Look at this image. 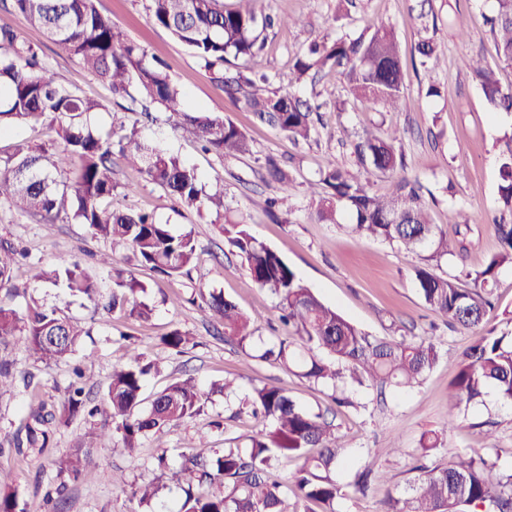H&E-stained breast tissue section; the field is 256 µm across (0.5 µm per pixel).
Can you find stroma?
<instances>
[{
  "label": "stroma",
  "mask_w": 512,
  "mask_h": 512,
  "mask_svg": "<svg viewBox=\"0 0 512 512\" xmlns=\"http://www.w3.org/2000/svg\"><path fill=\"white\" fill-rule=\"evenodd\" d=\"M420 2L354 0L342 5L338 0H257V10L279 19L264 33L258 69L268 75L271 89L296 91L323 104L314 118V139L297 144L239 111L192 51L150 20L148 0H97L99 12L111 18L127 38L166 64L192 106L221 113L234 122L251 140L253 152L238 157L204 152L192 133L165 117L142 127V136L193 167L207 192H223L226 205L244 213L252 235L277 251L318 297L347 320L373 336L435 338L440 359L420 384L402 392L390 388L380 395L347 387L352 404L340 408L333 387L311 383L285 364L242 351L225 337L223 327L210 323L201 290H221L243 312L254 315L251 327L256 335L286 341L290 335L279 321L275 298L252 281L244 261L225 243L213 214L176 203L161 187L115 159L113 207L154 213L175 232L192 234L198 259L189 275L176 279L125 259L123 268L147 285L145 300L153 313L146 321L110 313L104 305L112 292V271L99 262L107 249L105 241L73 220L44 224L0 203V240H9L29 254L26 265L16 271L19 293L9 298V305L21 312L35 299L56 306L85 330L76 357L57 362L45 363L21 348L0 345V361L9 362L16 377L11 388L0 391V487L17 489L25 512H53L47 494L58 485L57 461L78 447L88 428L84 420L76 419L57 429L48 448L16 449L13 441L25 433L32 397L49 403L63 400L72 366L78 362L91 398L99 399L131 344L145 360L159 363L158 370L145 378V399L176 380L192 377L209 392L210 400L199 415L143 439L135 456L94 449L91 476L67 483L64 512H136L132 491L147 482L160 487L151 505L153 512H178L184 494L173 474L183 455L208 458L225 448L245 446L262 426L247 401L254 387L266 383L285 388L301 407L322 413L336 426L343 437L345 460L336 475L339 483L352 486L365 466H372L367 492L338 500L337 512H381L386 489L404 487L412 478L420 460V436L429 430L446 433L443 448L431 455V462L475 449L497 460L501 470L512 469V405L491 401L470 409L456 428L448 426V386L472 337L448 326L419 296L414 282L418 257L388 242L359 237L348 225L319 224L309 216L310 185L318 170L331 162L357 172L352 147L356 133L366 128H397L402 133L405 176L422 184L434 224L458 241V255L442 262L440 275L480 270L498 251L492 222L498 209V155L500 138L512 127V115L491 113L472 73L462 64L467 57L481 55L498 71L502 85L512 86V67L499 61L494 42L481 24L493 0H432L437 16L434 37L444 48L443 61L435 69L421 67L415 51L420 39ZM288 16L297 18V25H285ZM457 18L469 25L466 38L457 34L453 24ZM2 23L38 47L62 83L106 104V112L91 120L97 129L108 131L116 117L133 125L135 112L121 109L105 84L27 27L20 16L0 13ZM383 25L394 28L406 60L407 93L412 101L408 111L389 112L354 102L343 76L333 72L312 82H296L293 64L310 41L355 37ZM431 87L437 88V95H428ZM268 156L279 160L294 187L292 211L277 221L263 205L265 198L277 192L276 182L264 168ZM453 209L466 212L469 224L449 223ZM71 260L79 261L96 282V300L71 296L65 285L36 279L39 269ZM176 328L192 335L180 353L162 342ZM28 378L33 381L29 387L24 384ZM227 381L233 384L232 393L217 392V385ZM387 447L392 455L374 457V449ZM161 455L167 458L163 468L157 463Z\"/></svg>",
  "instance_id": "obj_1"
}]
</instances>
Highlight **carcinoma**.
Wrapping results in <instances>:
<instances>
[{
    "mask_svg": "<svg viewBox=\"0 0 512 512\" xmlns=\"http://www.w3.org/2000/svg\"><path fill=\"white\" fill-rule=\"evenodd\" d=\"M256 0H149L150 19L188 46L214 71L215 82L234 106L251 112L262 123L284 133L294 142L308 141L315 132L312 114L320 109L293 91L264 87L266 75L227 67L229 58L254 59L262 48L260 31L273 18L260 15ZM492 15L484 23L492 34L499 59L512 64V0H495ZM0 8L13 11L42 30L62 52L78 59L112 93L142 108L153 119L149 105L157 104L179 127L188 129L206 151L221 156L252 152L247 135L217 112L191 108L171 79L165 65L148 55L140 44L126 38L112 20L102 15L95 0H0ZM423 66H436L442 51L430 37L416 47ZM491 108L512 112V87H504L481 59L465 60ZM296 80L325 69H341L349 94L359 102L379 103L390 112L405 111L411 101L405 93V74L400 47L393 30L382 26L355 38L313 42L294 64ZM0 131L21 124H58L61 149L48 156L39 148L20 147L0 157V201L19 213L45 224L73 218L109 243L100 263L112 268V309L147 320L153 309L142 299L147 286L119 266L130 252L142 266L170 278L188 273L196 261V244L189 233H175L152 215L111 206L113 146L131 166L188 206L204 207L224 218L219 225L232 251L244 259L251 279L268 290L281 311V321L296 343L258 342L249 331L250 318L217 291L206 305L213 322L237 338L241 348L263 347L261 358L274 359L299 370L301 377L319 384L350 382L366 387H410L420 383L438 360L432 338L371 336L326 306L308 288L286 260L248 229L246 218L230 219L224 193H208L200 177L177 155L161 150L124 122H112L101 135L90 116L105 111L102 102L87 98L62 84L38 52L9 25H0ZM399 130L365 129L353 145L358 171L351 173L334 164L318 171L324 194L312 202L310 217L321 224H338L348 218L351 231L380 239L415 254L417 290L425 304L461 329L476 332L491 306L490 296L499 270L512 266V132L503 136L499 154V215L494 229L501 250L485 267L465 273L472 286L457 276H441L434 267L457 254L447 233L430 223L428 208L417 182L400 178L395 191L378 196L371 191L370 176L393 175L405 167L398 152ZM268 175L280 184L281 195L268 207L290 208L288 175L267 158ZM17 251L0 242V292L14 293L13 274ZM36 278L64 282L71 295L91 299L97 293L93 280L76 261H65ZM83 334L77 322L58 314L57 308L34 300L25 313L0 303V344H20L44 362L72 356ZM332 358L325 362L317 352ZM157 363L144 361L134 349L112 372L103 406L90 405L83 373L67 399L57 409L40 401L29 405L25 439L20 449L44 448L53 428L82 416L90 424L86 440L59 462L61 479L90 475L88 449L112 446L133 455L142 438L164 426L199 414L208 395L191 377L175 382L156 394L150 407L141 408L144 377ZM495 394L512 401V334H479L463 352L459 370L449 385L448 429H453L464 409L485 402ZM256 415L268 425L249 438L245 448H225L210 460L189 457L177 473L186 485L179 512H284L286 490L269 483L264 474L279 458L302 461L291 493L299 501L324 505L335 512L336 501L349 491L333 477L340 467L341 437L319 413L300 407L285 389L265 384L254 388L249 400ZM443 445L442 434L421 435V456ZM158 487L146 483L133 492L139 507H150ZM0 512H24L18 493L0 489ZM383 512H512V473L499 474L495 464L469 453H455L446 463L417 467L415 475L398 494L387 492Z\"/></svg>",
    "mask_w": 512,
    "mask_h": 512,
    "instance_id": "cac0c4a2",
    "label": "carcinoma"
}]
</instances>
